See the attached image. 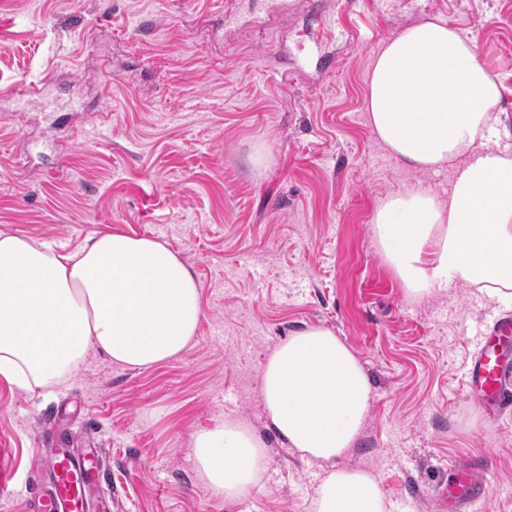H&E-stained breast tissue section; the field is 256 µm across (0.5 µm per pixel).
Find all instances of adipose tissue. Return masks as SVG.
<instances>
[{
	"label": "adipose tissue",
	"instance_id": "obj_1",
	"mask_svg": "<svg viewBox=\"0 0 512 512\" xmlns=\"http://www.w3.org/2000/svg\"><path fill=\"white\" fill-rule=\"evenodd\" d=\"M474 38L432 17L380 45L366 109L380 142L414 170L453 166L446 194L388 197L374 222L408 295L480 285L512 303V117ZM201 318L199 286L166 243L119 231L79 250L0 232V377L25 390L68 380L88 349L130 368L179 355ZM259 392L272 428L318 461L314 512H391L380 477L341 465L368 417L371 385L326 327L292 332L267 355ZM201 476L234 500L267 469L263 442L227 422L193 437Z\"/></svg>",
	"mask_w": 512,
	"mask_h": 512
}]
</instances>
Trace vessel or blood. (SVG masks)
<instances>
[{
  "mask_svg": "<svg viewBox=\"0 0 512 512\" xmlns=\"http://www.w3.org/2000/svg\"><path fill=\"white\" fill-rule=\"evenodd\" d=\"M512 318L498 319L477 336L476 351L464 376L468 395L483 405H496L512 395ZM52 450L46 467L33 469L27 484L30 512H91L104 476V451L61 445L55 427L42 433ZM494 451L484 448L450 467L434 494L440 512H473L488 493L487 476Z\"/></svg>",
  "mask_w": 512,
  "mask_h": 512,
  "instance_id": "b4317fda",
  "label": "vessel or blood"
}]
</instances>
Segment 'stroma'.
Listing matches in <instances>:
<instances>
[{
    "label": "stroma",
    "instance_id": "35a3bbf8",
    "mask_svg": "<svg viewBox=\"0 0 512 512\" xmlns=\"http://www.w3.org/2000/svg\"><path fill=\"white\" fill-rule=\"evenodd\" d=\"M293 3L239 0L233 27L224 0H0V231L67 251L101 232L155 238L189 266L202 306L194 340L150 368L92 351L52 395L0 378V474L13 477L0 512H27L53 419L106 450L120 512H312L321 469L279 438L258 393L266 355L309 326L334 330L370 379L344 462L381 477L392 512H439L436 483L483 448L496 461L477 512H512V414L463 385L476 327L503 309L470 285L408 297L373 228L388 196L442 192L453 171L402 167L366 110L373 52L440 16L474 37L512 113V0ZM317 15L335 18V36L307 34ZM263 63L270 76H254ZM36 79L54 104L20 107ZM64 137L77 146L61 154ZM227 420L270 457L233 501L201 479L192 448Z\"/></svg>",
    "mask_w": 512,
    "mask_h": 512
}]
</instances>
